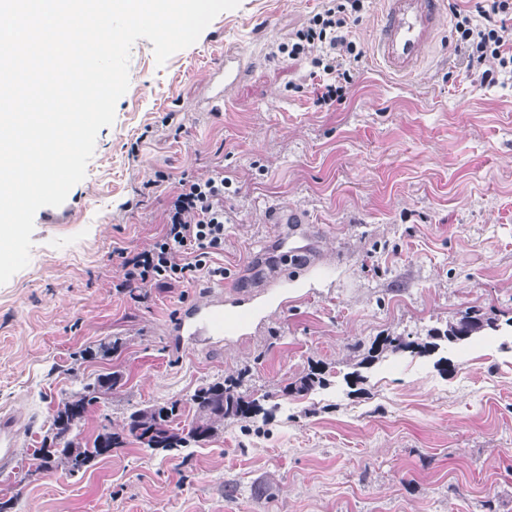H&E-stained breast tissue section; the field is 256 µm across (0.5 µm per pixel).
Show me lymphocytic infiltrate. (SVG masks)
Wrapping results in <instances>:
<instances>
[{
  "instance_id": "f902f5d3",
  "label": "lymphocytic infiltrate",
  "mask_w": 512,
  "mask_h": 512,
  "mask_svg": "<svg viewBox=\"0 0 512 512\" xmlns=\"http://www.w3.org/2000/svg\"><path fill=\"white\" fill-rule=\"evenodd\" d=\"M363 8V0H323L320 12L308 26L288 41L277 44L276 55L290 59L308 54L315 68L333 76V83L315 88L317 105H333L342 86L351 82V65L361 53L349 28ZM480 23L454 9L455 30L467 67L480 85L496 84L512 73V0H491L478 6ZM228 183L221 168L182 175L168 194L163 224L148 248L135 254L118 251L117 277L112 286L122 292L145 289L162 280L184 282L207 274L222 276L223 267L211 264L224 251V189Z\"/></svg>"
}]
</instances>
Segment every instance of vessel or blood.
I'll return each mask as SVG.
<instances>
[{"instance_id": "1", "label": "vessel or blood", "mask_w": 512, "mask_h": 512, "mask_svg": "<svg viewBox=\"0 0 512 512\" xmlns=\"http://www.w3.org/2000/svg\"><path fill=\"white\" fill-rule=\"evenodd\" d=\"M383 9L379 23L372 35L373 55L383 71L397 77H410L422 69L429 50L444 29L445 0H382ZM244 71L243 61L237 57L225 58L211 74L214 92L208 97L209 111L223 110L224 103ZM269 223L300 224L308 244L302 247L304 265L319 263L324 258L322 249L312 243L320 236L319 230L307 229V218L301 212L278 209L270 212ZM250 298L225 299L223 289L206 292L185 305L170 333L176 336L177 348L213 346L223 343L224 336L233 326L232 317L226 316L229 308L250 305ZM19 451L16 421L0 418V469H8Z\"/></svg>"}]
</instances>
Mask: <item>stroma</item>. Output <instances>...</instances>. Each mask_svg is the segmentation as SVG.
<instances>
[{"label":"stroma","instance_id":"obj_1","mask_svg":"<svg viewBox=\"0 0 512 512\" xmlns=\"http://www.w3.org/2000/svg\"><path fill=\"white\" fill-rule=\"evenodd\" d=\"M321 6L240 0L161 66L150 41L133 45L129 88L85 178L36 212L30 262L0 285V413L21 419L0 489L19 512H512V74L479 86L450 23L419 75L392 77L372 59L381 0H364L358 75L340 104L316 105L310 58L269 51ZM228 55L247 67L212 112L206 74ZM213 166L230 180L213 258L225 284L269 281L288 301L255 334L178 351L168 324L215 278L119 293L116 251L147 248L175 178ZM274 208L321 225L335 262L282 279L270 255L289 227L267 223ZM470 307L499 330L438 356L388 355L359 390L347 384L354 344L423 337ZM315 362L329 386L284 394ZM109 373L120 382L85 438L228 376L271 414L198 447L132 441L78 475L18 482L60 399Z\"/></svg>","mask_w":512,"mask_h":512}]
</instances>
